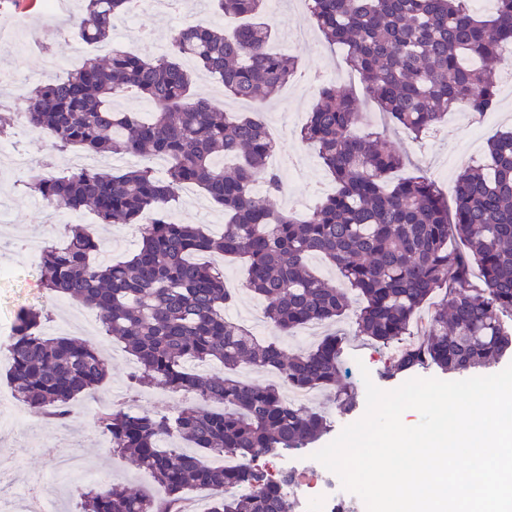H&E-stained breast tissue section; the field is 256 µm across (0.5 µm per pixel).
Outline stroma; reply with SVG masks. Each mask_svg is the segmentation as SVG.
<instances>
[{
	"label": "stroma",
	"instance_id": "35a3bbf8",
	"mask_svg": "<svg viewBox=\"0 0 512 512\" xmlns=\"http://www.w3.org/2000/svg\"><path fill=\"white\" fill-rule=\"evenodd\" d=\"M306 16L303 0H282L279 11L271 15L275 26L273 48L296 56L300 68L297 77L267 101L261 112L266 124L278 125L283 131L276 147L277 170L294 174L293 179L284 184L274 204L298 215L336 190V184L316 150L298 137L312 106L311 99L305 98L303 91L310 77L321 74L328 61L346 57L344 48L328 46L318 31H311L307 39L295 40V31L307 26ZM184 22L220 27L224 17L215 11L211 0H186L181 18L167 14L143 17L140 28L113 33L111 44L136 52L141 47L142 37L146 36L155 44V53L160 56L168 53L171 33ZM509 129H512V77L503 73L498 79L495 104L481 118H474L468 112H452L423 140H414L401 129L389 131L388 140L392 148L409 160L407 167L398 170V177L423 173L449 195L459 172L485 158L488 140ZM26 179L23 173H0V202H5L11 212L10 223H0V235L58 242L65 237L69 224H98L96 216L88 210L70 215L65 224H44L37 196L24 186ZM99 226L104 249L98 254V261L122 260L138 250L141 244L138 225ZM0 263L12 271L10 278L0 280V320H14L19 309L36 307L49 314L43 326L46 335H65L68 330L66 318L74 304L42 288L38 266L31 253L21 248L0 250ZM89 330L91 344L100 350L107 365L108 377L104 385L80 396L66 421L58 422L33 411L24 426L0 433V496L21 492L25 480L42 476L46 479L42 494L49 501L52 512H77L71 482L52 477L60 459L70 460L76 468L110 471L137 491L163 496V489L149 472L128 465L108 450L99 435L94 414L87 411L86 406L111 397L115 392L125 394L131 401L154 402L162 407H179L184 398L161 389L129 391L128 380L133 370L131 356L120 343L103 335L98 323H91ZM332 331L343 339L340 362L345 373L336 382L337 390L353 388L362 394L369 380L385 391L404 383V376L388 378L384 375L389 349L358 335L355 325L347 320L330 328L319 327L315 332L301 329L295 336L286 338L284 345L290 352L308 349Z\"/></svg>",
	"mask_w": 512,
	"mask_h": 512
}]
</instances>
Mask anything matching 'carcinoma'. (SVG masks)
Segmentation results:
<instances>
[{"instance_id":"cac0c4a2","label":"carcinoma","mask_w":512,"mask_h":512,"mask_svg":"<svg viewBox=\"0 0 512 512\" xmlns=\"http://www.w3.org/2000/svg\"><path fill=\"white\" fill-rule=\"evenodd\" d=\"M82 2L71 24L81 39L99 43L131 0ZM212 2L241 20L234 32L187 24L171 34L165 56L114 49L62 79L22 84L27 127L48 132L56 152L140 158L123 172L38 171L26 188L59 211L89 209L102 224H134L144 211L155 213L139 251L118 263L96 261L97 228L70 226L62 244L43 249L44 288L96 311L135 361L134 388L189 398L176 409L97 413L110 450L149 471L165 498L109 477L74 489L81 512H177L190 489L208 492L206 512H292L282 480L253 462L326 433L325 416L290 404L284 390H332L342 348L331 334L290 354L282 338L299 328L335 323L351 311L361 335L388 346L409 334L430 301L420 337L391 354L389 376L425 366L460 373L512 350V329L502 321L512 315V131L489 141L483 164L458 174L450 206L426 176L392 180L404 158L382 132H358L352 90L323 83L300 135L317 148L336 193L302 218L277 210L269 197L280 191L281 176L267 164L273 143L265 123L255 112L228 115L192 95L182 59L217 78L225 95L260 104L295 78L297 59L267 50L266 0ZM469 4L311 0L308 20L327 44L347 48V65L390 122L419 135L452 108L480 114L493 106L496 65L512 45V0H494L487 19ZM130 95L152 106L150 118L112 110L114 100ZM156 159L166 161L162 178ZM258 182L262 195L254 192ZM189 185L224 211L219 236L170 218ZM451 237L462 247H449ZM216 252L246 263L248 290L265 301L271 337L259 339L224 317L235 295L222 272L195 260ZM314 255L339 271L345 287L314 272ZM47 318L37 308L17 313L9 381L29 409L64 420L107 370L96 346L45 335ZM215 363L222 374L204 370ZM244 367L270 371L275 381H244ZM224 454L240 464L207 462Z\"/></svg>"}]
</instances>
